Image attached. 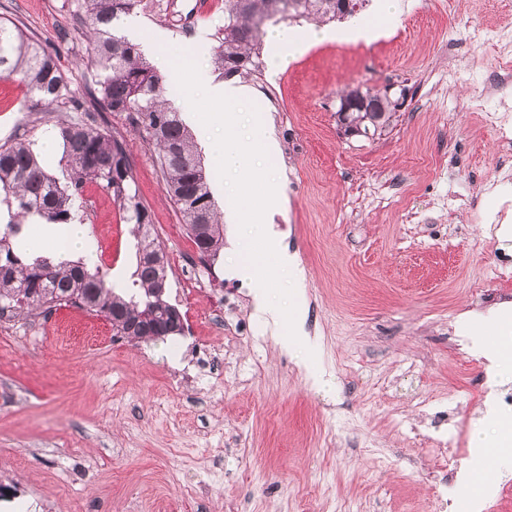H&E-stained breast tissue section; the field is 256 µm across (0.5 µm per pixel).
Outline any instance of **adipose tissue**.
<instances>
[{"mask_svg": "<svg viewBox=\"0 0 512 512\" xmlns=\"http://www.w3.org/2000/svg\"><path fill=\"white\" fill-rule=\"evenodd\" d=\"M376 37V28L359 22L341 31L320 28L309 30L303 34L298 33L291 27L280 26L272 29L267 35V43L271 49L270 70L274 73L278 72L286 67L296 56L317 43L353 40L368 44L375 40Z\"/></svg>", "mask_w": 512, "mask_h": 512, "instance_id": "1", "label": "adipose tissue"}]
</instances>
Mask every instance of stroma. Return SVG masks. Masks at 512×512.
Here are the masks:
<instances>
[{"label": "stroma", "mask_w": 512, "mask_h": 512, "mask_svg": "<svg viewBox=\"0 0 512 512\" xmlns=\"http://www.w3.org/2000/svg\"><path fill=\"white\" fill-rule=\"evenodd\" d=\"M74 0H0V16L49 41L66 29L58 64L84 94L94 75ZM170 52L219 81L215 29L224 0H158L137 15ZM371 43L313 46L278 74L249 78L264 103L262 132L279 143L281 210L264 224L296 262L297 332L259 309L252 277L232 278L237 251L206 261L210 296L228 333L154 344L113 336L104 318L64 306L48 317L0 319V512H438L431 485L457 453L429 456L417 436L459 425L488 457L512 460L499 423L481 418L477 347L512 391V164L500 166L489 111L512 113V88L487 90L512 59V0H397ZM485 38L473 40L472 32ZM408 91L381 137L345 139L335 111L350 88ZM25 86L0 78V143L51 137L54 115L22 117ZM125 136L152 232L168 257L194 245L162 190L152 151ZM469 208H462L460 200ZM85 251L108 278L136 268L131 227L111 196L89 186ZM179 301V309H186ZM429 396L430 403L417 400Z\"/></svg>", "instance_id": "35a3bbf8"}]
</instances>
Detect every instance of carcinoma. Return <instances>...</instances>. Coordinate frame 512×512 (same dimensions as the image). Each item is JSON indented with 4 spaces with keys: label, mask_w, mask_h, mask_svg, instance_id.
<instances>
[{
    "label": "carcinoma",
    "mask_w": 512,
    "mask_h": 512,
    "mask_svg": "<svg viewBox=\"0 0 512 512\" xmlns=\"http://www.w3.org/2000/svg\"><path fill=\"white\" fill-rule=\"evenodd\" d=\"M89 51L86 66L98 75L87 96L73 95L59 67L61 44L35 40L15 22L0 19V78L22 75L26 94L18 111H56L54 135L62 142L60 172H50L30 143L0 145V206L8 222L0 231V316L4 311L41 310L75 305L105 317L112 329L146 344L177 335L170 323L175 308L167 295L168 263L150 257L165 253L152 238V216L140 199L134 167L124 139L102 132L85 120L93 112L126 114L134 135L157 150L163 188L182 215L202 257L224 248L223 224L209 190L206 170L197 158L191 131L162 99L166 76L144 56L139 45L120 33L122 20L152 7V0H77ZM289 0H224V26L216 33L215 68L248 78L260 71L266 22L301 19L315 24L340 21L341 0H301L288 12ZM110 194L123 220L136 231V269L131 282L116 286L99 267L61 260L60 248L25 256L13 242L26 239L34 220L48 224L82 221L80 204L86 185Z\"/></svg>",
    "instance_id": "cac0c4a2"
}]
</instances>
